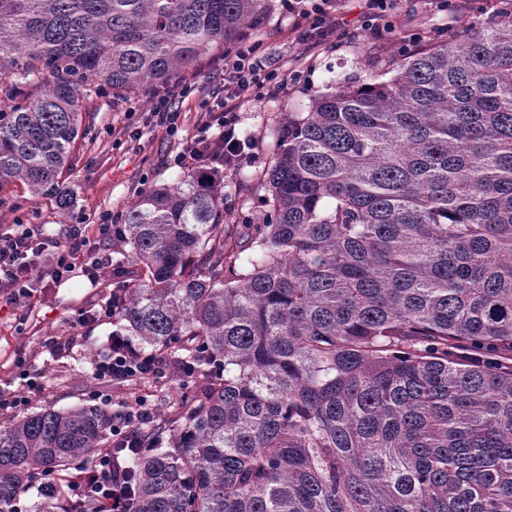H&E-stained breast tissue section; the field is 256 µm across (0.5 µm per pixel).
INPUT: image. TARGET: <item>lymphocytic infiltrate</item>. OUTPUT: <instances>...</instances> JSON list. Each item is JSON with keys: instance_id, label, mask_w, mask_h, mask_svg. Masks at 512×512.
Here are the masks:
<instances>
[{"instance_id": "obj_1", "label": "lymphocytic infiltrate", "mask_w": 512, "mask_h": 512, "mask_svg": "<svg viewBox=\"0 0 512 512\" xmlns=\"http://www.w3.org/2000/svg\"><path fill=\"white\" fill-rule=\"evenodd\" d=\"M281 2L284 9L298 13L305 21L297 32L299 41L312 49L330 41L335 30L331 21L334 0ZM284 82L283 76L266 69L257 44L243 37L225 53L221 63L215 64L213 83L208 88L213 105L197 114L192 133H185L184 118L174 109L173 95L166 90L156 94L149 122L177 140L176 166L193 169L212 161L231 171L251 157V142L240 138L237 131L242 103L260 97L266 87ZM118 222V216L104 214L99 223L88 225L87 235L65 242L47 238L36 224L0 228V304H25L33 294L32 283L39 278L59 282L78 271L92 279L99 277L112 265V228ZM93 373L100 380L138 384L165 376L167 369L153 355L116 336L109 353L95 363ZM119 472L111 451L99 452L88 472L69 483V499L104 502L105 512H132L130 497L116 491Z\"/></svg>"}]
</instances>
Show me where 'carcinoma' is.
<instances>
[{
  "mask_svg": "<svg viewBox=\"0 0 512 512\" xmlns=\"http://www.w3.org/2000/svg\"><path fill=\"white\" fill-rule=\"evenodd\" d=\"M273 0H0V188L70 204L85 98L169 85ZM290 112L229 223L207 170L112 239L115 334L191 368L126 463L134 512H512V0ZM126 412L0 425V512L60 486Z\"/></svg>",
  "mask_w": 512,
  "mask_h": 512,
  "instance_id": "1",
  "label": "carcinoma"
}]
</instances>
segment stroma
<instances>
[{"label":"stroma","mask_w":512,"mask_h":512,"mask_svg":"<svg viewBox=\"0 0 512 512\" xmlns=\"http://www.w3.org/2000/svg\"><path fill=\"white\" fill-rule=\"evenodd\" d=\"M451 11H441L435 0H396L392 23L402 36L418 32L430 36L435 30L456 23L459 17L477 10H493L499 0H452ZM358 0H339L336 10V34L330 45L314 53L288 39L302 19L283 8H275L264 23L249 32L260 45L273 68L282 73L301 71L299 80L284 89L272 91L245 102L240 108V135L254 143L251 162L229 172L224 178V206L237 215H253L263 207V188L258 172L269 162L276 135L288 113L304 111L311 91L327 81L350 73L360 77L377 73L383 60L393 58L398 45L390 35L372 36L360 29ZM154 94L141 91L121 99L111 94L93 96L86 106L90 112L86 135L75 146L76 161L63 174L73 193L68 209H60L50 197H32L23 184L0 188V226L16 222L43 225L46 234L67 240L80 232L81 221H97L103 213L125 214L141 187L173 183L180 169L168 161L173 140L148 124V112ZM139 128L140 145L119 139L120 128ZM112 278L90 281L83 274L38 289L30 307L0 309V391L13 393L14 358L25 352L42 382L43 389L32 396L29 405L36 408L53 405L67 410L85 403L91 392L107 394L110 407L134 404L143 395V387L115 381L100 383L93 375V362L112 345L113 326L93 324L73 351L57 354L48 346L50 338L67 335L69 322L79 309L109 296Z\"/></svg>","instance_id":"obj_1"}]
</instances>
